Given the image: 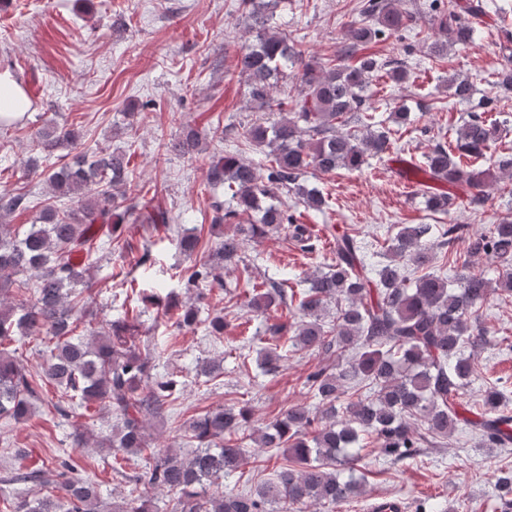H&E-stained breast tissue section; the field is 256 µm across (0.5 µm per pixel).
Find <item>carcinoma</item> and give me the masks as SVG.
Returning a JSON list of instances; mask_svg holds the SVG:
<instances>
[{
	"instance_id": "1",
	"label": "carcinoma",
	"mask_w": 512,
	"mask_h": 512,
	"mask_svg": "<svg viewBox=\"0 0 512 512\" xmlns=\"http://www.w3.org/2000/svg\"><path fill=\"white\" fill-rule=\"evenodd\" d=\"M399 0H364V19L348 24L345 58L351 63L326 66L306 55L285 33L266 28V11L278 0H244L256 28L253 43L241 49L235 69L244 77L250 104L263 112H279L270 123L245 129V142L268 148L267 164L259 169L235 151L212 161L207 182L224 184L232 203L212 204L213 225L232 224L234 230L209 247L213 258L193 270L186 288L210 280L222 284L216 270L249 265L242 249L282 229L304 250L313 249L308 228L295 212L279 200L293 193L307 211L323 214L328 197L302 184L311 169L323 174L338 169L359 170L367 161L390 151L392 136L411 123V111L401 106L383 116L370 102L368 90L374 77L385 72L397 86L411 79L399 61H380L359 50L375 39L407 27L408 17ZM469 15L460 20L459 9ZM486 14L483 0L464 6L450 0L439 12L440 26L449 39L436 40L428 56L437 61L448 53V43L470 44ZM298 67L300 90L296 99L276 95L283 68ZM450 97L472 100L474 85L467 77H448ZM497 105L488 99L456 131V137L436 142L414 169L420 180L416 193L435 213H448L449 193L430 183L473 190L471 204H484V188L495 178L493 169L512 170V157L478 168L473 161L486 155L501 139ZM354 127L340 132L337 125ZM76 139L75 131L54 123L32 137L33 150L48 160L54 151ZM205 135L188 127L170 144L181 156L204 151ZM42 171L52 198L69 201L60 208L43 206L33 224L19 233L12 224H0V290L12 284L23 295L19 302L0 300V419L19 423L44 402L48 412L67 419L78 410L112 414L116 423L98 447L112 450L113 459L127 464L144 459L145 466L113 468L115 476L130 486L129 495L112 504V512H155V492L177 495L173 512H301L302 507H330L359 495L361 479L349 451L367 438L378 443V454L393 461L413 459L424 445L445 440L455 431L479 439L488 448L512 446V436L500 425L512 421L505 396L496 385L483 390L479 407L464 396L476 369L473 355L486 344L488 330L481 326V310L498 290L512 292V217L506 215L487 232L465 236L460 224H406L390 238L392 260L375 263L366 243L346 229L326 226L331 237V262L327 270L308 279L302 292L288 293L287 280L265 282L253 288L247 307L264 312L275 302L289 305L288 320L266 326L271 346L260 361L261 373L273 375L288 360V348L317 351L343 363L326 365L308 378L317 400L310 408L290 404L265 427L254 442L260 448L288 446V463L276 479L253 491L223 489L224 477L246 463L244 432L252 423L248 406L216 408L183 426L184 437L196 442L190 458L171 447L153 448L145 423L162 413L183 381L172 374L158 375L150 349L136 344L140 314L132 315L127 302L121 316L104 331L86 321L84 293L92 288L86 277L90 261L102 245H112V234L121 224H167L168 214L148 210L138 202L139 185L130 176V156L118 151H86L69 161ZM31 209L27 194L0 190V219L15 211ZM179 245L192 255L200 236L177 232ZM464 237L469 257H485L496 264L498 277L462 263L453 276L429 271L435 260L434 240ZM404 260L410 267L403 268ZM32 277L17 282L16 274ZM336 304V319L323 321V312ZM48 338L41 373L34 376L2 349L15 337ZM51 385L56 400L45 401L43 388ZM420 422L414 426L412 421ZM3 477L8 485H35L42 493L31 497L18 491L0 499V512H105L99 483L85 475L70 456H61L39 467L23 462ZM494 495L512 499V465L496 468Z\"/></svg>"
}]
</instances>
